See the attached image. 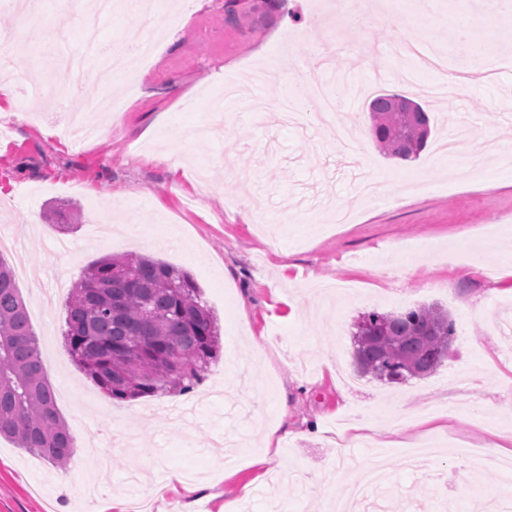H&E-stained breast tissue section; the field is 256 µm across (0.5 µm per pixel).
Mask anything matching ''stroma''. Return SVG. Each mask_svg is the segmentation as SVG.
I'll return each mask as SVG.
<instances>
[{
  "mask_svg": "<svg viewBox=\"0 0 512 512\" xmlns=\"http://www.w3.org/2000/svg\"><path fill=\"white\" fill-rule=\"evenodd\" d=\"M226 2L185 0L158 60L135 64L124 112L100 118L88 144L60 128L108 88L62 94L53 54L82 52L80 20L44 0L42 19L20 31L0 10V32L26 65L0 97V232L19 243L10 265L47 269L41 286H17L47 380L69 390L56 409L75 446L60 468L0 437V512H94L136 493L152 496V512H314L378 455L391 479L358 512H512V475L490 450L512 433V294L499 289L512 281V68L447 102L432 92L433 72L392 54L395 40L426 39L457 63L453 24L469 0H392L395 27L335 19L320 0H244L237 26ZM34 75L66 104H36L17 120L12 103L27 101ZM308 79L328 94L349 84L336 118L351 136L368 126L370 99L414 86L431 116L419 158L397 163L370 139L338 143L313 104L293 125L251 111ZM161 112L183 140L151 130ZM224 113L226 127L202 133ZM362 173L397 203L362 199ZM50 208L58 224L44 221ZM174 222L192 247L157 245ZM125 224L143 225L145 238L130 239ZM128 253L187 271L218 320L220 359L189 392L118 401L70 358L69 287L89 264ZM60 281L65 290L39 307L40 288ZM420 305L454 321L443 364L406 385L349 389L358 318ZM364 417L370 428L355 430ZM172 471L187 475L191 496L168 487Z\"/></svg>",
  "mask_w": 512,
  "mask_h": 512,
  "instance_id": "stroma-1",
  "label": "stroma"
}]
</instances>
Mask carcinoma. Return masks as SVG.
<instances>
[{"label":"carcinoma","instance_id":"1","mask_svg":"<svg viewBox=\"0 0 512 512\" xmlns=\"http://www.w3.org/2000/svg\"><path fill=\"white\" fill-rule=\"evenodd\" d=\"M397 97L370 101L372 135L385 155L413 160L426 145L430 117L420 105L398 111ZM453 336V321L438 306L371 311L355 324L353 362L361 377L406 383L434 373ZM64 340L75 364L118 401L185 390L220 355L217 319L190 274L145 256H107L88 266L71 290ZM1 436L58 466L73 454L13 268L0 256Z\"/></svg>","mask_w":512,"mask_h":512}]
</instances>
